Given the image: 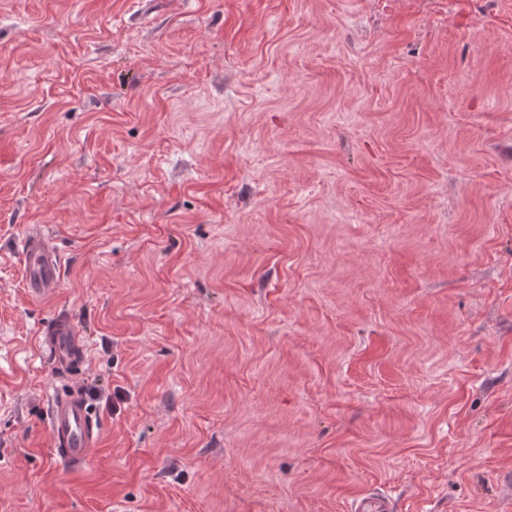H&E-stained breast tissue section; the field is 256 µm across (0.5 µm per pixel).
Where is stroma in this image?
Listing matches in <instances>:
<instances>
[{
    "label": "stroma",
    "instance_id": "stroma-1",
    "mask_svg": "<svg viewBox=\"0 0 512 512\" xmlns=\"http://www.w3.org/2000/svg\"><path fill=\"white\" fill-rule=\"evenodd\" d=\"M58 316L101 393L79 470ZM367 491L512 512V0H0V512ZM22 258L25 288L33 297L52 294L60 282V257L40 225H32L16 243ZM42 350L53 381L67 380L58 390L55 383L48 399L46 421L52 454L67 468L86 466L100 446V425L76 379L88 359V344L66 318H58L41 332Z\"/></svg>",
    "mask_w": 512,
    "mask_h": 512
}]
</instances>
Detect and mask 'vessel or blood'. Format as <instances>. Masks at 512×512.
Instances as JSON below:
<instances>
[{
	"label": "vessel or blood",
	"instance_id": "obj_1",
	"mask_svg": "<svg viewBox=\"0 0 512 512\" xmlns=\"http://www.w3.org/2000/svg\"><path fill=\"white\" fill-rule=\"evenodd\" d=\"M22 258L24 282L32 296L52 294L60 282V257L40 225H32L16 243ZM42 350L56 380L67 388L53 390L48 399L46 421L52 453L67 468L86 466L95 456L101 438L100 425L89 408L77 379L88 359V345L68 319L58 318L41 332ZM350 512H393L390 499L372 492L355 499Z\"/></svg>",
	"mask_w": 512,
	"mask_h": 512
}]
</instances>
